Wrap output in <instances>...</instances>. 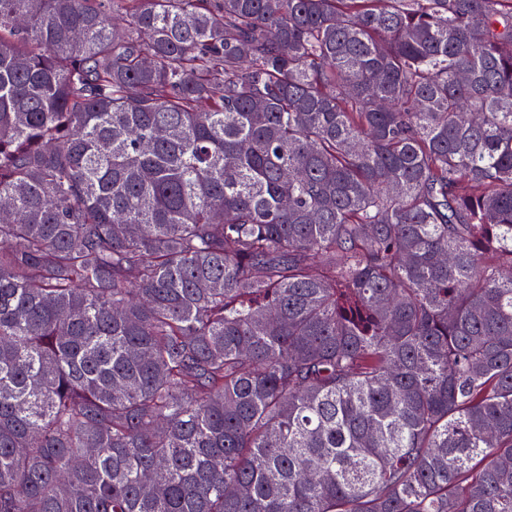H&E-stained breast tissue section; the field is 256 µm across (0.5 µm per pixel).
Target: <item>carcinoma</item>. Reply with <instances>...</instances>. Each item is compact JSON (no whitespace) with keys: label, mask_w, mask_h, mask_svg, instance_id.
<instances>
[{"label":"carcinoma","mask_w":512,"mask_h":512,"mask_svg":"<svg viewBox=\"0 0 512 512\" xmlns=\"http://www.w3.org/2000/svg\"><path fill=\"white\" fill-rule=\"evenodd\" d=\"M2 207L0 512H512V0H0Z\"/></svg>","instance_id":"1"}]
</instances>
